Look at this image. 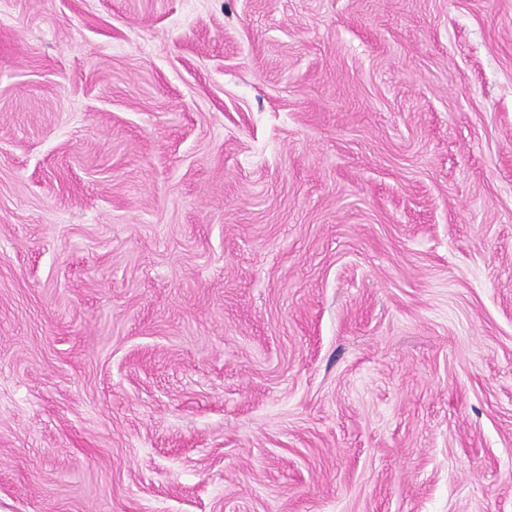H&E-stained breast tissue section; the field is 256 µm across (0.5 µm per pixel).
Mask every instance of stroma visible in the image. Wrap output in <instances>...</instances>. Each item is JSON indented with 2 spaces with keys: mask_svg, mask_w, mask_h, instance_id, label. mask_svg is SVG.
<instances>
[{
  "mask_svg": "<svg viewBox=\"0 0 512 512\" xmlns=\"http://www.w3.org/2000/svg\"><path fill=\"white\" fill-rule=\"evenodd\" d=\"M0 512H512V0H0Z\"/></svg>",
  "mask_w": 512,
  "mask_h": 512,
  "instance_id": "obj_1",
  "label": "stroma"
}]
</instances>
